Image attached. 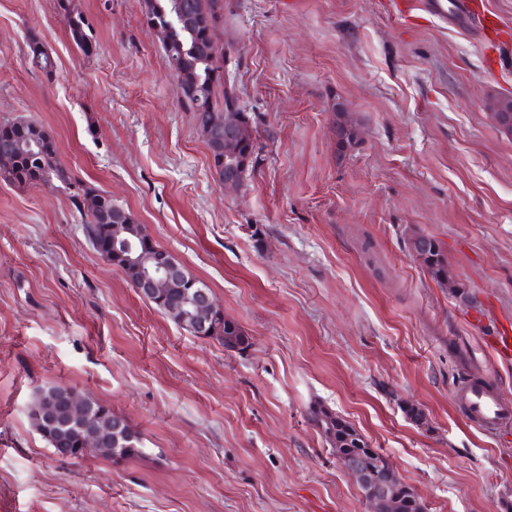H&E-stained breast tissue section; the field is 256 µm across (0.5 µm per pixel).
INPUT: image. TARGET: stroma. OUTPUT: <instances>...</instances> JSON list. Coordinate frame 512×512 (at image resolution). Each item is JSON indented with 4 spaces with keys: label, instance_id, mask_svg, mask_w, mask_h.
Listing matches in <instances>:
<instances>
[{
    "label": "stroma",
    "instance_id": "stroma-1",
    "mask_svg": "<svg viewBox=\"0 0 512 512\" xmlns=\"http://www.w3.org/2000/svg\"><path fill=\"white\" fill-rule=\"evenodd\" d=\"M395 2L224 0L217 42L260 148L227 190L143 0H70L89 56L58 0H0V125H42L67 176L146 225L250 341L224 348L140 297L64 182L0 179V512H369L314 406L425 512H512V420L484 432L457 396L485 378L512 407V363L486 347L512 318V135L489 108L512 97V40ZM340 113L357 131L342 149ZM417 233L469 301L408 251ZM50 386L124 415L141 454L53 453L29 420ZM59 1L60 8L66 13L68 18V29L71 39L85 54H89L94 40L90 24L86 23L84 16L80 12H74L70 8L69 1L66 0L67 4H64L63 0ZM424 240L425 249L421 253V263L425 266L431 278L442 288H448V260L441 245L433 238L417 234Z\"/></svg>",
    "mask_w": 512,
    "mask_h": 512
}]
</instances>
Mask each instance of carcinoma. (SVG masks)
<instances>
[{"mask_svg": "<svg viewBox=\"0 0 512 512\" xmlns=\"http://www.w3.org/2000/svg\"><path fill=\"white\" fill-rule=\"evenodd\" d=\"M186 4L185 15L175 10V0H145V18L156 19L162 27V42L169 66L176 67V89L180 102L193 114V119L202 134L210 136L209 147L218 150L223 146L216 132L224 129V113L233 110L240 115V124L245 138L252 140L250 117L244 112L239 89L230 77V67L226 57L212 56L213 39L218 26L224 20V0H182ZM68 18L69 35L84 52L89 53L93 44L90 24L84 16L70 8V4L59 3ZM491 109L500 117L499 125L512 133V97L498 98L491 103ZM337 145L341 148L351 144L352 127L348 121L337 119L334 127ZM43 164L22 163L14 181L17 184H36L45 181L50 175L64 178L63 171L57 169V153L53 146L43 152ZM112 216L93 223L83 218L82 229L91 247L105 242L107 224ZM425 249L421 253V263L431 278L442 288L448 287V260L441 245L433 238L423 237ZM220 329L215 338L224 342V347L246 349L249 340L242 328L234 321L225 318L218 320ZM92 428L98 435L100 447L82 452V456L96 455L113 462L132 459L141 454L138 437L132 429L115 430V412L112 408L89 402ZM33 424L54 452L64 455L79 447L81 429L70 422L65 401L58 399L48 413L46 428H41L37 413H31ZM311 420L321 428L327 439L338 437L335 416L320 409L311 412Z\"/></svg>", "mask_w": 512, "mask_h": 512, "instance_id": "carcinoma-1", "label": "carcinoma"}]
</instances>
